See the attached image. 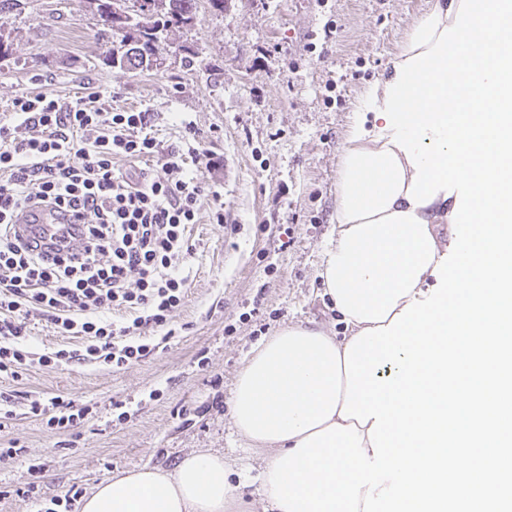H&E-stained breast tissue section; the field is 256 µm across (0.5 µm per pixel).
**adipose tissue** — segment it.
I'll use <instances>...</instances> for the list:
<instances>
[{
  "label": "adipose tissue",
  "mask_w": 512,
  "mask_h": 512,
  "mask_svg": "<svg viewBox=\"0 0 512 512\" xmlns=\"http://www.w3.org/2000/svg\"><path fill=\"white\" fill-rule=\"evenodd\" d=\"M460 0H434L415 20L393 59L405 62L436 43L444 27L454 25ZM384 119L373 126L354 122L342 145L333 222L339 231L398 211H415L429 225L446 223L452 210L443 197L411 207L406 191L414 169L404 151L390 142ZM332 236L323 255L338 253ZM346 334L292 324L260 340L238 372L230 399L231 418L249 447L264 450V468L272 470L297 442L338 422L347 377L344 353L363 326L342 315ZM230 467L217 452H192L168 473L142 467L101 481L87 495L81 512H227L235 500Z\"/></svg>",
  "instance_id": "adipose-tissue-1"
}]
</instances>
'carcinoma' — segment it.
<instances>
[{
	"label": "carcinoma",
	"instance_id": "1",
	"mask_svg": "<svg viewBox=\"0 0 512 512\" xmlns=\"http://www.w3.org/2000/svg\"><path fill=\"white\" fill-rule=\"evenodd\" d=\"M99 17L120 11L124 20L110 31L129 43L123 57L138 60V67L151 66L158 52L159 34L171 27L193 23L198 11V0H133L135 10L128 11L120 0H89Z\"/></svg>",
	"mask_w": 512,
	"mask_h": 512
}]
</instances>
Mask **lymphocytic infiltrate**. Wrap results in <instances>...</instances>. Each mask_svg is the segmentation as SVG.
<instances>
[{
    "mask_svg": "<svg viewBox=\"0 0 512 512\" xmlns=\"http://www.w3.org/2000/svg\"><path fill=\"white\" fill-rule=\"evenodd\" d=\"M149 115L120 110L99 92L74 100L40 92L16 97L0 119V375L23 366L121 368L143 360L176 334L205 184L187 151H160ZM153 157V172L133 161ZM37 208L72 217L52 243H26L12 226ZM68 344L42 351L30 318ZM34 416L68 430L84 409L55 396L31 402Z\"/></svg>",
    "mask_w": 512,
    "mask_h": 512,
    "instance_id": "obj_1",
    "label": "lymphocytic infiltrate"
}]
</instances>
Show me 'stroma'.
Segmentation results:
<instances>
[{
	"label": "stroma",
	"mask_w": 512,
	"mask_h": 512,
	"mask_svg": "<svg viewBox=\"0 0 512 512\" xmlns=\"http://www.w3.org/2000/svg\"><path fill=\"white\" fill-rule=\"evenodd\" d=\"M433 0H199L196 20L164 33L149 70L114 67L87 0H20L0 14L10 46L0 58V112L51 79L73 99L96 87L117 107L151 113L162 148L194 138L208 193L190 239L197 246L180 336L121 369L29 364L0 418V512H25L15 494L91 489L135 467L174 471L190 452L223 451L237 484L231 512H263L261 452L241 448L230 418L235 378L253 346L299 322L342 335L317 276L332 226L337 166L364 87L385 73L410 25ZM195 133L187 135L185 123ZM223 208L237 234L210 215ZM60 396L89 407L66 433L29 412ZM38 465L30 475L29 465Z\"/></svg>",
	"instance_id": "stroma-1"
}]
</instances>
